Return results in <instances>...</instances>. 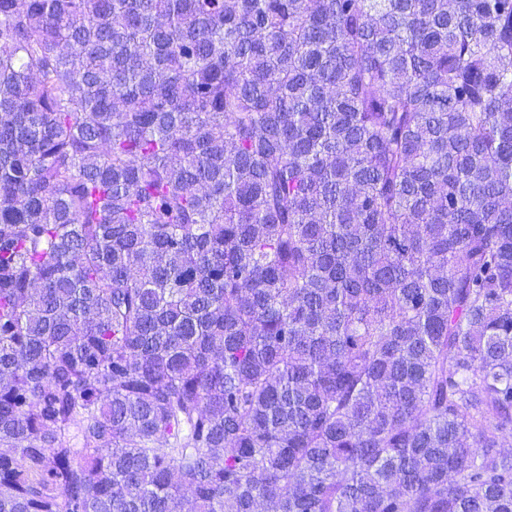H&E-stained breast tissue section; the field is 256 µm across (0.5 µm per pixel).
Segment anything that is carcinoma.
Wrapping results in <instances>:
<instances>
[{"label":"carcinoma","instance_id":"cac0c4a2","mask_svg":"<svg viewBox=\"0 0 512 512\" xmlns=\"http://www.w3.org/2000/svg\"><path fill=\"white\" fill-rule=\"evenodd\" d=\"M512 0H0V512H512Z\"/></svg>","mask_w":512,"mask_h":512}]
</instances>
